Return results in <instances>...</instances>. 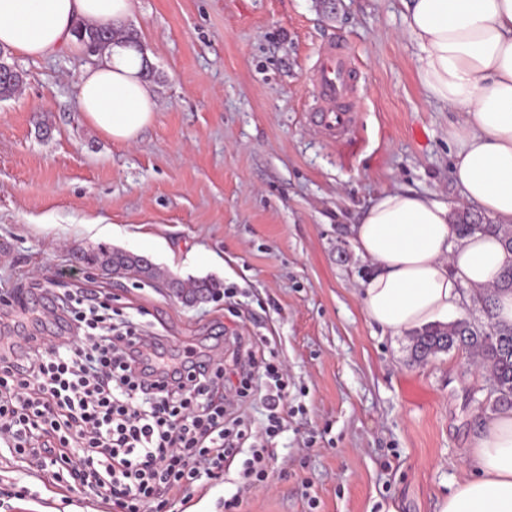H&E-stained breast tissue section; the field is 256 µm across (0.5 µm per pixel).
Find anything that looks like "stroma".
Wrapping results in <instances>:
<instances>
[{
	"mask_svg": "<svg viewBox=\"0 0 512 512\" xmlns=\"http://www.w3.org/2000/svg\"><path fill=\"white\" fill-rule=\"evenodd\" d=\"M401 0H134L127 20L155 70L158 107L136 142L111 140L80 112L85 55L32 61L0 100V336L54 325L37 287L62 268L179 350L263 342L288 369L294 413L275 439L267 487L227 483L185 512H436L500 412L490 376L454 348L414 361L409 337L369 323L357 286L371 261L350 227L380 194L410 187L458 201L448 131L461 113L430 101L403 33ZM345 43L359 72L356 124L311 123L310 72ZM111 225L108 236L89 224ZM145 256L158 279L74 267L75 246ZM209 278L222 294L184 304L167 278ZM26 500L0 512H82L51 482L9 472Z\"/></svg>",
	"mask_w": 512,
	"mask_h": 512,
	"instance_id": "stroma-1",
	"label": "stroma"
}]
</instances>
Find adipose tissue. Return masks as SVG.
<instances>
[{
  "mask_svg": "<svg viewBox=\"0 0 512 512\" xmlns=\"http://www.w3.org/2000/svg\"><path fill=\"white\" fill-rule=\"evenodd\" d=\"M404 32L417 49L429 98L459 112L449 132L450 168L461 201L411 188L383 193L352 227L373 273L358 296L368 322L396 337L447 323L463 288L494 287L512 254L492 234L458 237L460 204L512 225V0H402ZM133 0H0V47L41 59L80 50L76 20L124 27ZM142 54L114 40L79 76V109L97 131L130 143L154 119L157 93L141 75ZM473 468L439 497L436 512H512V409L474 438Z\"/></svg>",
  "mask_w": 512,
  "mask_h": 512,
  "instance_id": "obj_1",
  "label": "adipose tissue"
}]
</instances>
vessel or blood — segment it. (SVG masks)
<instances>
[{
    "label": "vessel or blood",
    "mask_w": 512,
    "mask_h": 512,
    "mask_svg": "<svg viewBox=\"0 0 512 512\" xmlns=\"http://www.w3.org/2000/svg\"><path fill=\"white\" fill-rule=\"evenodd\" d=\"M353 57L347 46L330 43L323 47L312 72L318 104L313 122L322 132L336 135L352 123L350 90L354 84Z\"/></svg>",
    "instance_id": "b4317fda"
}]
</instances>
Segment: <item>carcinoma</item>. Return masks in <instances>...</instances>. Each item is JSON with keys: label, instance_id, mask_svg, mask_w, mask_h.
Here are the masks:
<instances>
[{"label": "carcinoma", "instance_id": "carcinoma-1", "mask_svg": "<svg viewBox=\"0 0 512 512\" xmlns=\"http://www.w3.org/2000/svg\"><path fill=\"white\" fill-rule=\"evenodd\" d=\"M75 33L85 46L102 51L114 39L112 27L108 25L76 24ZM456 227L461 236L476 232L492 231L502 240L505 248L512 252V226L492 224L468 211L458 215ZM72 261L82 267L106 274L133 272L153 278L157 274L155 265L147 258L106 245L97 247L76 246L71 250ZM169 287L185 301L208 298L214 295L219 284L211 279H173ZM501 290H512V266L504 269L499 282L486 290L481 300L485 310H490L493 297ZM412 357L425 361L439 352L458 346L467 350L474 361L485 367L490 374L498 401L512 408V326L490 323L489 330H479L467 320H456L448 324H430L413 331L411 336Z\"/></svg>", "mask_w": 512, "mask_h": 512}]
</instances>
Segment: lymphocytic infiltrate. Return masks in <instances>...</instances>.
<instances>
[{"instance_id": "lymphocytic-infiltrate-1", "label": "lymphocytic infiltrate", "mask_w": 512, "mask_h": 512, "mask_svg": "<svg viewBox=\"0 0 512 512\" xmlns=\"http://www.w3.org/2000/svg\"><path fill=\"white\" fill-rule=\"evenodd\" d=\"M57 285L45 291L58 294L77 339L0 360V446L26 473L83 493L95 512H174L196 482H223L245 449L244 479L267 482L268 447L288 418L280 364L249 349L225 378L223 363L168 355L158 340L142 346L143 325L113 320L99 292ZM258 377L267 416L256 433L241 409Z\"/></svg>"}]
</instances>
